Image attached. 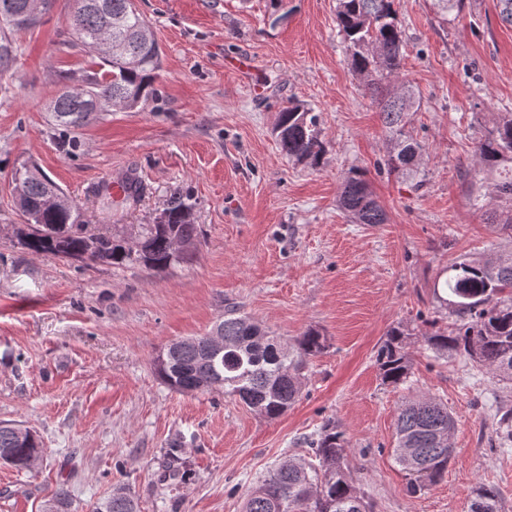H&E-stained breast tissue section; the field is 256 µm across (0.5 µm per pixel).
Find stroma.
Listing matches in <instances>:
<instances>
[{"label":"stroma","instance_id":"1","mask_svg":"<svg viewBox=\"0 0 512 512\" xmlns=\"http://www.w3.org/2000/svg\"><path fill=\"white\" fill-rule=\"evenodd\" d=\"M161 49L149 106L115 109L59 134L50 104L83 85L102 58L70 28L74 0H51L35 25L9 31L0 72V421L39 435L32 472L0 465V512H43L66 489L89 512L123 486L138 512H242L247 491L329 420L348 441L356 487L374 512H468L472 491L496 488L512 512V444L500 441L512 388L424 338L457 315L435 287L448 266L512 247L475 205L485 192L476 142L512 112V26L496 0L441 13L398 0L406 40L401 76L420 97L406 129L423 145L416 177L390 173L377 102L351 71L336 0H136ZM298 102L319 116L318 167L289 160L273 133ZM32 162L81 207L91 229L140 232L173 195L188 197L199 236L165 272L142 264L76 262L20 245L24 218L12 177ZM364 173L387 213L354 223L337 206L344 178ZM140 199L115 210L95 195L127 174ZM237 306L284 346L308 329L327 350L304 371L302 394L268 420L222 390L182 394L153 360L170 342L208 333ZM411 329L413 374L384 384L378 347ZM452 412L455 450L425 493L408 495L394 424L415 396ZM185 444L180 479L162 465Z\"/></svg>","mask_w":512,"mask_h":512}]
</instances>
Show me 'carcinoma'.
Wrapping results in <instances>:
<instances>
[{"instance_id":"1","label":"carcinoma","mask_w":512,"mask_h":512,"mask_svg":"<svg viewBox=\"0 0 512 512\" xmlns=\"http://www.w3.org/2000/svg\"><path fill=\"white\" fill-rule=\"evenodd\" d=\"M29 0H0V31L15 27ZM73 29L81 43L95 38L112 46L103 57L107 69L87 85H62L52 103L56 129L72 131L99 118L95 100L110 99L129 109L156 95L155 72L160 65L156 40H147L149 24L135 0H76ZM336 21L349 43L350 69L375 97L389 131L388 169L408 177L419 169L422 146L405 130L404 115L414 107V93L399 81L405 42L396 0H338ZM274 133L282 153L292 161L316 167L323 153L318 115L298 103L279 112ZM475 158L484 175L494 179L490 204L507 209L502 230L512 237V113L503 112L493 128L475 146ZM22 191L19 209L32 220L30 236L22 245L34 252L112 265L142 262L141 255L110 231H94L83 223L78 206L44 207L45 196L61 188L36 169L22 165L14 174ZM338 207L358 224H383L386 214L370 191L364 175L354 171L341 184ZM191 205L178 197L165 208L164 224H144L143 247L147 266L164 272L184 259L175 254L174 239L193 241L197 226L187 219ZM452 275L442 283L462 323L424 337L435 353L461 355L506 380H512V250L485 261L472 260L448 267ZM224 336V352L208 351V335L193 336L173 349L164 348L154 361L158 377L181 393L216 388L238 398L246 407L273 420L298 399L308 361L324 352L326 337L310 328L288 349L267 335L234 307L214 327ZM410 333L404 325L390 328L377 350L376 363L383 383L400 386L412 374L408 351ZM19 425L0 421V462L18 470H32L44 448L33 432L20 439ZM454 417L448 406L431 397L405 401L395 421V462L407 476L409 495L422 494L437 484L448 469L454 448L450 438ZM319 466L290 461L279 465L246 495L243 512H373L357 492L345 463L348 442L336 425L326 422L309 440ZM181 443L169 444L168 476L181 473ZM46 512H71L69 495L60 489ZM96 512H137L135 499L124 488L96 508ZM470 512H500L496 490L481 484L473 491Z\"/></svg>"}]
</instances>
